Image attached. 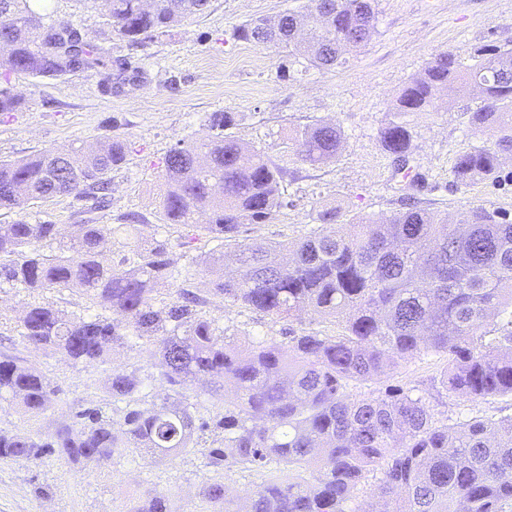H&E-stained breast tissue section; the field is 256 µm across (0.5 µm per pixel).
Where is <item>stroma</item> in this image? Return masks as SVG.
Returning a JSON list of instances; mask_svg holds the SVG:
<instances>
[{"label":"stroma","mask_w":512,"mask_h":512,"mask_svg":"<svg viewBox=\"0 0 512 512\" xmlns=\"http://www.w3.org/2000/svg\"><path fill=\"white\" fill-rule=\"evenodd\" d=\"M306 0H210L205 14L184 21L166 33L133 45L112 33L101 15L102 0H51L50 17L86 32L112 58L130 63L125 73L104 82L89 71L60 79L16 76L14 93L23 104L0 114V160H17L74 142L94 143L120 132L129 143L125 165L112 173L109 209L82 213L70 198L31 202L23 210L0 211V224L23 218L58 225L68 236L76 224L123 223L127 214L143 217L139 240L164 241L174 257L196 260L198 249L181 244L178 234L163 226L160 187L163 159L181 139L209 133L215 112L234 113L231 135L286 168L283 187L291 204L264 224H247L240 239L247 243L291 242L319 229V211L336 209L339 223L356 217L385 218L399 211L404 196L419 207L455 216L483 207L512 220V156L504 157L500 178L463 187L450 174L458 154L490 146V132L469 123L478 103L470 95L456 101L440 97L434 111L412 115L416 178L406 187L383 151L379 132L406 83L435 55L449 52L469 59L480 47L512 44V0H374L378 21L371 40L326 70L311 66L287 50L233 39L236 26L256 18H273L305 5ZM337 124L343 148L332 163H301L288 146L289 136L306 125ZM51 303L66 313L92 316L101 308L89 297L68 289L29 294L0 288V354L24 358L55 392L44 414H22L0 403V430L44 434L60 423L79 425L80 411L105 406L107 379L115 372L155 369L156 357L143 344L113 349L103 363L71 365L61 354L22 342L19 320L28 304ZM207 316L235 333L239 341L263 337L284 341L287 330L337 333L333 319L305 314L285 322L210 295ZM446 362L433 354L401 363L394 372L359 384L357 397L377 396L385 389L413 386L435 395L438 417L466 420L475 415L512 414V399L472 401L438 396L436 378ZM224 480L242 495L256 477L236 471L218 476L206 467L199 449L173 459L154 461L129 450L98 467L73 464L51 455L37 462H0V512H124L130 498L150 491H173L180 512H198L202 490Z\"/></svg>","instance_id":"35a3bbf8"}]
</instances>
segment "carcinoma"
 Instances as JSON below:
<instances>
[{
	"label": "carcinoma",
	"instance_id": "carcinoma-1",
	"mask_svg": "<svg viewBox=\"0 0 512 512\" xmlns=\"http://www.w3.org/2000/svg\"><path fill=\"white\" fill-rule=\"evenodd\" d=\"M105 20L131 44L197 17L210 0H105ZM331 6L327 23L303 42L292 34L300 11L278 20L237 26V40L288 49L312 65L331 69L371 39L377 18L372 0H310ZM0 112H14L22 98L11 77L57 78L80 71L125 69L70 25L56 28L32 0H0ZM482 92L470 110L479 131L496 133L494 145L458 155L453 167L460 186L497 178L501 156L512 152V48L488 45L468 61L442 53L427 62L395 100L393 118L380 130L382 149L396 173L410 177L409 117L428 112L437 94L448 99L473 87ZM215 133L178 141L164 157L161 207L166 225L187 229L186 244L206 237L235 245L240 275L212 249L204 269L182 264L167 246L131 248L120 268L100 260L111 228L76 224L69 242L46 253L57 225L23 219L0 224V285L30 294L77 288L112 316L67 318L52 304H31L20 336L50 348L71 364L104 362L116 345H150L159 356L167 386L161 402L146 400L150 373L114 372L112 403H126L123 428H114L100 408L79 412L75 431L58 427L44 437L0 431V462L34 461L57 455L71 463L107 464L134 448L165 460L201 448L216 472L258 471L263 480L243 500L217 480L202 492L204 512H366L350 508L368 474L380 470L375 512H512V416L476 415L465 421L439 419L430 401L412 387L357 399L351 387L395 369L400 361L448 355L440 388L472 400L512 396V221L473 208L456 223L407 204L382 222L357 217L336 223L322 210V228L294 243L253 246L239 241L244 224H264L291 201L282 191L287 171L224 130L230 112L209 118ZM343 133L329 123L308 125L289 138L297 159L310 166L331 162ZM129 153L121 135L106 136L87 150L81 145L0 161V210L31 201L72 196L94 210L110 204L112 171ZM203 214L206 223H196ZM224 300L291 321L304 312L333 318L337 336L289 332L286 344L255 338L241 347L202 312L207 300L194 291L201 271ZM177 283L176 297L157 305L164 284ZM207 379L228 390L224 414L206 418L188 401L191 382ZM54 390L16 357H0V400L10 399L27 415L45 413ZM315 466L309 479L305 472ZM126 512H178L171 492H149L129 501Z\"/></svg>",
	"mask_w": 512,
	"mask_h": 512
}]
</instances>
